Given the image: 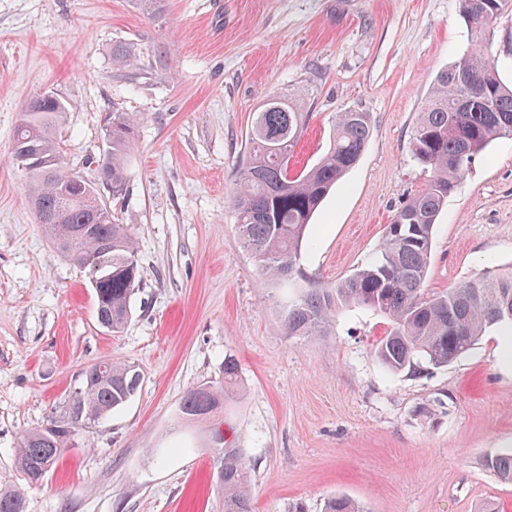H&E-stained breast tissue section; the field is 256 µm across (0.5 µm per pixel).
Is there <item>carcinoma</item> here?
<instances>
[{
	"label": "carcinoma",
	"instance_id": "cac0c4a2",
	"mask_svg": "<svg viewBox=\"0 0 512 512\" xmlns=\"http://www.w3.org/2000/svg\"><path fill=\"white\" fill-rule=\"evenodd\" d=\"M459 14L470 33V47L439 72L423 103L412 138L415 160L430 169L426 187L412 196L386 228L377 256L331 287L309 288L289 307L285 329L290 336H323L341 308L361 306L383 315L388 329L375 346L377 358L392 372L415 374L424 360L442 367L461 356L486 330L512 325V268L484 273L458 288L431 293L425 288L437 218L475 159L495 140L512 138V85L501 78L491 59L494 24L512 12V0H458ZM469 74L483 90L471 94L463 76ZM15 128L10 157L27 147L44 165L26 169L32 182L33 208L52 219L40 223L52 246L86 276L99 279L94 302L97 316L119 332L131 314V300L140 277L133 236L117 224L112 206L95 192L75 183L64 166L57 129L66 112L58 98H32ZM306 116L286 99L270 96L256 111L250 149L238 171L233 205L242 246L260 262L271 282L292 279L298 271L301 247L318 207L336 182L359 160L370 138L366 112L350 109L336 115L327 154L309 169L285 174L282 156L292 154ZM107 151L91 163L101 175L112 200L126 192V164L135 140V120L112 111ZM92 230L82 237L76 228ZM132 363L106 361L87 366L63 406L45 425L22 435L17 443L19 471L28 485L46 476L76 437L96 420L126 405L141 386ZM238 383V366L224 362L217 385L202 384L186 393L183 418L223 409ZM217 449L216 488L222 512H252L251 473L243 449L214 428ZM485 466L512 481V451L485 460ZM0 512H25L20 488L0 490ZM325 512H360L351 500L333 497Z\"/></svg>",
	"mask_w": 512,
	"mask_h": 512
}]
</instances>
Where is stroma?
<instances>
[{
	"label": "stroma",
	"mask_w": 512,
	"mask_h": 512,
	"mask_svg": "<svg viewBox=\"0 0 512 512\" xmlns=\"http://www.w3.org/2000/svg\"><path fill=\"white\" fill-rule=\"evenodd\" d=\"M132 63L119 67L112 49ZM468 46L458 0H0V488L26 512H218L208 422L180 414L190 389L240 373L221 429L244 448L254 512H323L343 495L364 512H512V482L486 457L512 448V361L499 328L448 366L391 373L374 355L388 327L342 309L324 336H290L289 305L335 284L379 248L425 188L412 154L438 72ZM68 104L64 160L110 194L109 112L137 135L112 210L133 233L140 286L117 333L52 246L10 147L25 102ZM271 95L308 118L292 162L329 148L337 113H369L357 164L313 219L301 274L269 284L239 240L232 190L254 114ZM512 266V139L478 156L441 212L425 286L443 292ZM138 365L132 400L85 428L41 484L26 486L19 438L39 428L101 360Z\"/></svg>",
	"instance_id": "stroma-1"
}]
</instances>
